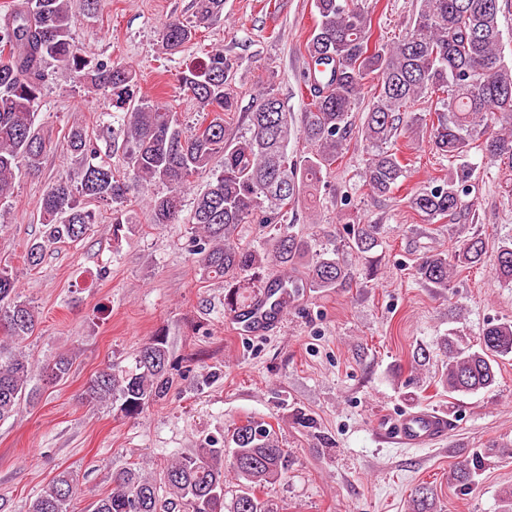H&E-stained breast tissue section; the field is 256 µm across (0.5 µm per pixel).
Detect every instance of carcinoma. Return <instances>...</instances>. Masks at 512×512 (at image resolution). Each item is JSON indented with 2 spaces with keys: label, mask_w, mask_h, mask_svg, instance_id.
Instances as JSON below:
<instances>
[{
  "label": "carcinoma",
  "mask_w": 512,
  "mask_h": 512,
  "mask_svg": "<svg viewBox=\"0 0 512 512\" xmlns=\"http://www.w3.org/2000/svg\"><path fill=\"white\" fill-rule=\"evenodd\" d=\"M70 0H23L0 16V201L12 194L21 169L36 172L50 141L36 123L37 108L48 80L47 66L56 62L88 89L109 93L123 137V160L128 175L119 176L101 159L100 149L83 126H73L63 150L79 164L77 177L49 184L42 197L43 235L27 249L25 263L41 264L47 248L83 240L98 223L90 204L130 201L131 186L145 191L161 185L166 192L149 197L153 224L181 222V195L191 179L210 173L205 189L195 198L190 223L194 236L189 253L209 277L224 281V310L244 306L245 282L259 283L268 264L282 268L271 281L282 298L302 288H342L356 273L336 258V250L312 253L310 240L293 231L288 211L310 202L319 192L323 175L347 150L354 111L364 89L370 88L357 137L368 152L364 185L386 196L403 176L396 139L405 130L429 132L438 154L459 160L428 187L415 192L409 207L427 224L451 221L461 209V194L473 170L462 163L476 148L512 168V64L501 55L500 0H421L411 29L401 38L369 44L372 11L366 0H314L315 27L305 44L313 92L303 112L302 126L273 92L261 94L247 114L248 133L230 136L228 126L237 105L232 83L235 60L215 48L205 52L177 75L184 94L200 109L197 122L187 127L176 113L144 98L133 66L93 60L75 44ZM224 0H196V18L208 21L222 13ZM195 38V29L180 21L163 27L162 49L182 50ZM423 100L425 113L413 111ZM495 129L488 130V122ZM297 138L309 152L288 153ZM219 169L212 168L215 161ZM273 225L267 248L236 241L241 224ZM133 229L123 210L112 212V236L119 240ZM351 244L360 253L378 246L372 224L354 225ZM485 242L478 234L448 253L422 260L417 274L432 288L446 290L460 268L484 262ZM304 275H291L307 256ZM493 271L512 282V243L499 247ZM38 316L19 300L17 275L0 266V328L9 342L0 343V422L15 416L24 402L36 399L30 386L34 365L22 343L35 332ZM445 366L441 384L448 394H468L492 388L498 360L512 355V320L489 323L475 349L453 333L444 340ZM172 361L165 335L158 331L140 347L132 371L106 367L90 379L81 400L110 402L128 418L164 399L171 387ZM71 370V358L58 354L41 367L43 377L59 382ZM237 493L225 501L224 456ZM484 456L473 454L454 463L452 479L466 492L475 485ZM292 463L272 424L247 418L233 424L222 439L177 457L165 470L160 496L156 480L137 468L113 479L112 491L96 498L87 512H274L260 496L281 481ZM79 481L60 472L28 505V512H74ZM411 512H434V490L416 489Z\"/></svg>",
  "instance_id": "1"
}]
</instances>
